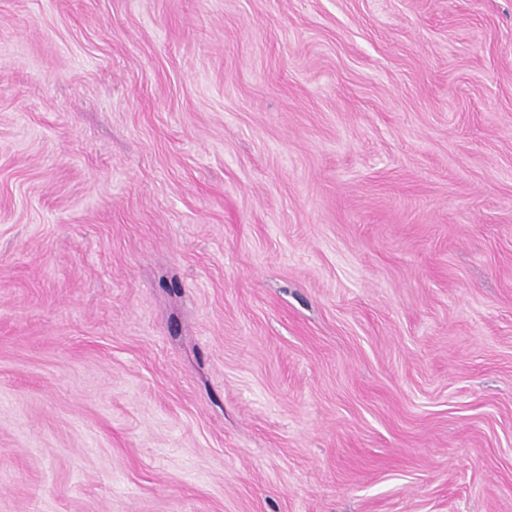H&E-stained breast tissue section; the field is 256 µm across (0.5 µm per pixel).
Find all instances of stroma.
I'll use <instances>...</instances> for the list:
<instances>
[{"instance_id": "stroma-1", "label": "stroma", "mask_w": 512, "mask_h": 512, "mask_svg": "<svg viewBox=\"0 0 512 512\" xmlns=\"http://www.w3.org/2000/svg\"><path fill=\"white\" fill-rule=\"evenodd\" d=\"M0 512H512V0H0Z\"/></svg>"}]
</instances>
